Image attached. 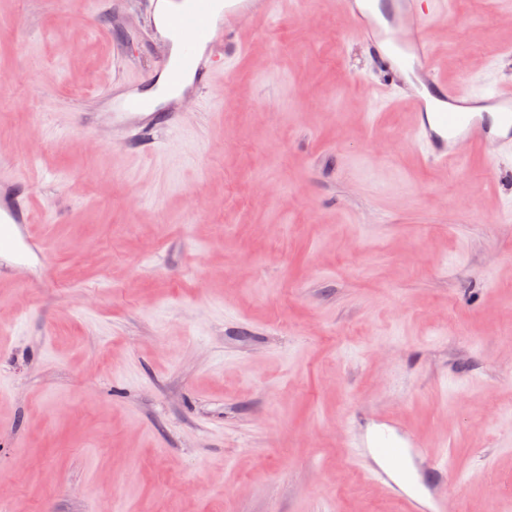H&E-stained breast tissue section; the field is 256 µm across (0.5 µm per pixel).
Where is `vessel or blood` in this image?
<instances>
[{
  "mask_svg": "<svg viewBox=\"0 0 512 512\" xmlns=\"http://www.w3.org/2000/svg\"><path fill=\"white\" fill-rule=\"evenodd\" d=\"M272 5L273 0H154L166 32L163 68L144 71L139 92L113 98V121L141 139L174 130L179 109L159 106L151 90L161 81L171 91L187 82L201 91L211 87L224 73L225 55L242 51L243 32L266 23ZM346 8L386 88L405 94L416 112L409 137L428 163H452L464 145L512 147V86L477 96L467 84H451L441 76L421 24L434 11V0H346ZM44 254L26 178L11 169L0 170V268L10 271L16 263ZM355 445L378 458L370 479L395 491L406 512H446L441 489L452 474L448 453L435 457L429 450L409 447V454L423 459L424 465L415 484L401 487L394 480L399 450L363 435Z\"/></svg>",
  "mask_w": 512,
  "mask_h": 512,
  "instance_id": "obj_1",
  "label": "vessel or blood"
}]
</instances>
